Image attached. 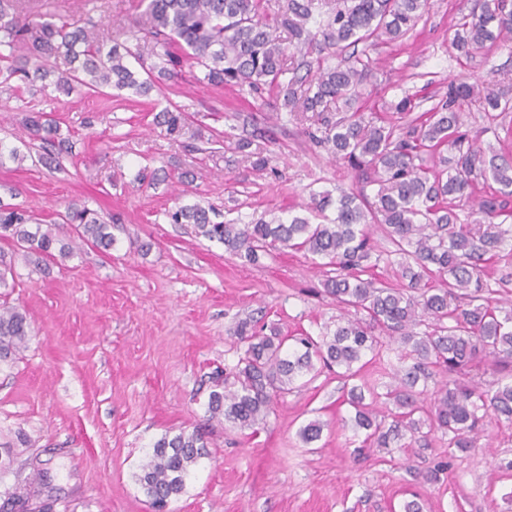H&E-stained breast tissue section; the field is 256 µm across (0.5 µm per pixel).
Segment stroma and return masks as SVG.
Segmentation results:
<instances>
[{
    "instance_id": "stroma-1",
    "label": "stroma",
    "mask_w": 512,
    "mask_h": 512,
    "mask_svg": "<svg viewBox=\"0 0 512 512\" xmlns=\"http://www.w3.org/2000/svg\"><path fill=\"white\" fill-rule=\"evenodd\" d=\"M137 2L65 5L118 32ZM471 6L430 0L406 38L367 48L375 65L363 85L366 116L399 123L394 106L403 96L422 113L462 77L512 85L511 49L466 57L452 48ZM198 73L184 67L163 87L187 115L174 134L156 124L150 96L0 89V139L23 146L27 117L45 112L73 144L60 172L34 157L0 167V200L51 222L65 243L74 231L55 218L69 203L115 219L107 251L82 245L68 257L46 256L0 240L15 271L8 302L32 326L16 362L0 368V443L11 447L0 493L38 469L39 498L52 512H152L136 481L148 449L164 434L197 429L210 455L167 512H400L414 494L423 512H512V421L492 415L467 453L451 452L447 435L430 428L401 453L366 449L351 423L350 382L325 369L298 380L257 430L207 423L209 392L243 351L240 323L317 336L340 311L311 255L283 249L248 264L168 223L165 210L198 202L228 220L285 218L308 203L306 186L335 193L357 180L309 141L313 113L288 111L276 92L254 96ZM460 121L483 148L512 152V112L491 121L473 101ZM241 138L267 157L265 169L237 150ZM313 419L323 430L307 445L298 432ZM441 461L447 470L425 483Z\"/></svg>"
}]
</instances>
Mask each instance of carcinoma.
<instances>
[{
	"instance_id": "cac0c4a2",
	"label": "carcinoma",
	"mask_w": 512,
	"mask_h": 512,
	"mask_svg": "<svg viewBox=\"0 0 512 512\" xmlns=\"http://www.w3.org/2000/svg\"><path fill=\"white\" fill-rule=\"evenodd\" d=\"M427 6L428 0H331L320 11L315 0H279L269 22L262 16V0H139V16L121 41L87 13L64 15L29 0H0V85L15 80L16 88L32 94L51 87L68 97L126 90L147 96L160 91V81L179 77L185 61L200 67L212 85L232 83L251 93L276 89L290 111L317 113L312 143L377 186L372 201L354 191L335 198L328 191L313 192L306 213L286 220L225 221L220 211L199 204L166 212L169 223L190 225L196 236L224 245L248 263L281 249L319 258L334 271L325 280L326 291L344 310L335 329L316 338L290 339L274 329L259 335L239 325L235 335L244 351L209 393L207 421L253 429L273 412L277 397L319 366L355 379L364 357H383V335L399 343L393 383L383 394L362 385L348 392L353 427L364 432L363 443L404 448L403 440L427 423L448 435V447L464 451L473 446L485 415L512 420V310L504 313L492 305L487 272L490 262L512 259V225L493 222L512 215V157L485 153L460 130L458 112L477 97L487 113L509 112L512 99L481 82L462 80L450 85L447 99L406 126L381 124L362 112L359 87L369 62L347 66L340 60L360 43L376 46L404 37ZM458 26L452 45L467 56L497 39L509 41L512 0H473ZM292 40L315 43L338 62L319 67L308 84L289 62ZM146 47L156 58L151 64L143 58ZM131 58L140 69L129 66ZM155 120L176 133L184 113L169 101ZM27 124L43 150L39 161L62 170L59 156L72 153L73 145L59 137L57 121L39 112ZM425 153L440 156L442 168L423 165ZM467 203L472 223L458 224L456 209ZM60 220L74 227L80 241L112 247V216L72 203ZM31 223L22 207L0 200V239L50 253L58 239L39 223L29 230ZM373 227L383 231L393 250L375 253ZM393 255L400 257L405 284L365 277L371 262ZM436 276L441 287H421ZM30 336L27 313L1 302L0 366L12 365ZM482 357L492 359L509 380L488 388L454 380L428 393L433 368L459 374ZM380 397L383 410L374 406ZM208 456L199 431L166 434L147 453L136 481L162 507L184 492L194 467ZM16 500L29 504L27 512H40L29 484L15 485L8 501Z\"/></svg>"
}]
</instances>
